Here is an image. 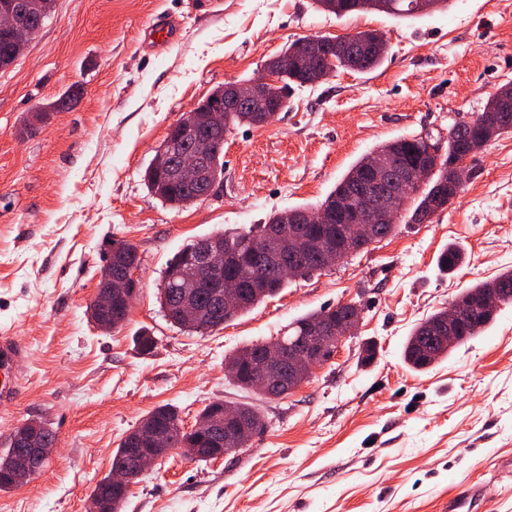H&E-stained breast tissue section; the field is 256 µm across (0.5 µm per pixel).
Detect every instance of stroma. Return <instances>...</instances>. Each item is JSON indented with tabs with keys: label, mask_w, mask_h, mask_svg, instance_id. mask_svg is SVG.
<instances>
[{
	"label": "stroma",
	"mask_w": 512,
	"mask_h": 512,
	"mask_svg": "<svg viewBox=\"0 0 512 512\" xmlns=\"http://www.w3.org/2000/svg\"><path fill=\"white\" fill-rule=\"evenodd\" d=\"M170 20L174 41L154 45L152 23ZM364 30L387 40L380 68L292 87L274 121L227 133L224 176L194 205L149 193L146 168L195 103L262 72L296 39ZM508 83L512 0H448L415 18L339 17L313 0H55L0 70V335L24 354L19 394L0 406V451L31 420L50 424L57 449L27 485L0 492V512H86L149 412L174 406L189 426L213 400L257 403L266 430L219 460L160 461L122 512H441L461 484L479 485L487 512H512V304L428 370L403 359L417 323L512 269V135L477 153L430 223L398 224L222 328L184 332L158 302L164 268L188 243L316 206L377 146L447 137ZM74 87L79 102L53 111ZM37 106L51 112L26 132ZM119 242L137 248L139 292L125 326L105 333L87 305ZM451 247L465 261L448 272L438 258ZM350 301L363 311L358 331L286 398L229 383L235 350ZM144 329L155 338L148 354L133 342Z\"/></svg>",
	"instance_id": "obj_1"
}]
</instances>
